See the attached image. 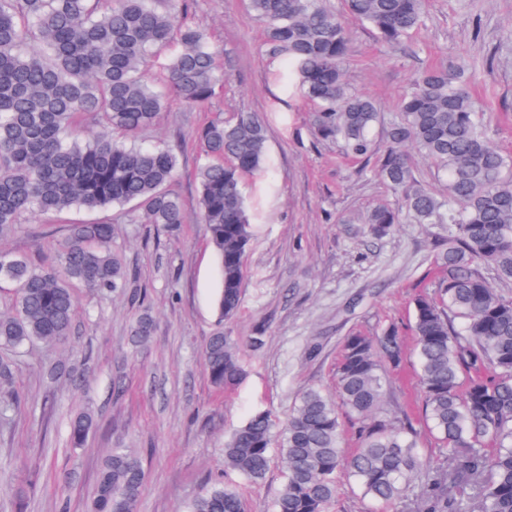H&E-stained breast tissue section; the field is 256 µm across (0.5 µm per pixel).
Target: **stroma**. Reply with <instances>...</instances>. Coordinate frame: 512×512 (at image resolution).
I'll list each match as a JSON object with an SVG mask.
<instances>
[{
  "instance_id": "obj_1",
  "label": "stroma",
  "mask_w": 512,
  "mask_h": 512,
  "mask_svg": "<svg viewBox=\"0 0 512 512\" xmlns=\"http://www.w3.org/2000/svg\"><path fill=\"white\" fill-rule=\"evenodd\" d=\"M424 26L397 48L383 47L369 26L348 19L351 87L373 97L385 125L416 74L428 66H461L468 89L485 112L489 137L512 156V0H427ZM190 19L218 50L224 81L207 108L171 101L141 141L174 147L180 157L173 188L186 222L170 232L117 211L73 209L58 216L27 214L0 238V252L54 260L69 224L108 221L112 251L127 285L107 295L75 285L77 314L69 339L36 342L14 354V375L0 381V512H88L97 472L112 449L142 460L145 478L136 512H183L224 480V438L251 412L284 420L310 387L333 389L341 349L352 334L384 323L408 332L412 302L434 291L437 224L405 223L373 235L357 216L401 198L363 160L344 157L335 143L309 128L312 104L269 55L262 23L249 0H193ZM253 112L266 122L268 173L249 180L254 239L245 257L240 310L218 320L219 269L196 224L200 155L195 132L216 115ZM154 320L146 342L132 338L135 321ZM247 350L246 379L215 388L201 360L216 328ZM63 367L54 375L55 367ZM90 413L94 427L82 445L69 436L71 418ZM260 484L240 482L245 512H272L283 481L279 450Z\"/></svg>"
}]
</instances>
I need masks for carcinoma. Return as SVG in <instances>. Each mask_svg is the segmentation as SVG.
Returning <instances> with one entry per match:
<instances>
[{
  "mask_svg": "<svg viewBox=\"0 0 512 512\" xmlns=\"http://www.w3.org/2000/svg\"><path fill=\"white\" fill-rule=\"evenodd\" d=\"M263 23L269 53L281 57L314 104L317 138L354 158L379 155L375 175L401 193L403 206L373 208L360 219L377 235L406 222L446 225L435 255L440 279L414 299V354L422 421L443 460L420 447L421 432L403 411L388 410L387 373L399 368L404 338L394 324L345 341L331 395L302 391L285 421L267 410L250 414L224 442V471L252 483L280 448L284 481L273 512H329L341 472L372 512H462L448 486L470 481L469 512H512V296L481 275L491 267L512 281V161L491 142L460 70L418 73L379 147L377 102L352 91L343 68L350 33L323 0H249ZM426 0H347L386 47L425 20ZM191 0H0V237L27 213L60 215L73 208H133L143 224L172 231L185 223L171 184L175 149L136 143L171 99L202 108L223 83L217 53L204 29L187 21ZM179 51L164 65L160 86L147 79L155 51L172 39ZM200 155L198 223L218 259L220 319L238 310L245 256L252 239L245 180L267 169V129L254 113L208 121L197 133ZM437 163L448 197L419 184L408 151ZM112 223L72 224L59 261L33 267L0 253V282L14 286V310L0 313V346L20 349L59 342L71 332V283L92 292L125 285L112 253ZM203 360L218 389L245 377L238 342L218 328ZM356 425L358 448H343L340 413ZM93 425L71 422L82 444ZM144 472L138 457L114 449L103 464L89 512H136ZM419 481L415 499H406ZM185 512H244L237 488L216 484Z\"/></svg>",
  "mask_w": 512,
  "mask_h": 512,
  "instance_id": "carcinoma-1",
  "label": "carcinoma"
}]
</instances>
